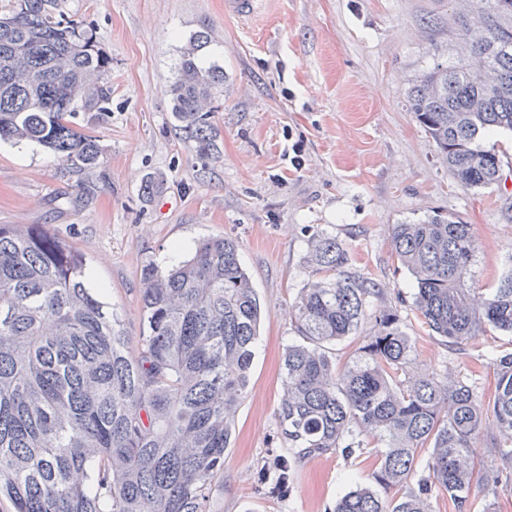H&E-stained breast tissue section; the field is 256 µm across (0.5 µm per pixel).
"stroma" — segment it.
Returning a JSON list of instances; mask_svg holds the SVG:
<instances>
[{
  "label": "stroma",
  "mask_w": 512,
  "mask_h": 512,
  "mask_svg": "<svg viewBox=\"0 0 512 512\" xmlns=\"http://www.w3.org/2000/svg\"><path fill=\"white\" fill-rule=\"evenodd\" d=\"M61 2L94 24L112 60V111L87 127L102 163L79 172L37 143L1 141L0 224H43L78 249L89 287L134 338L144 331L146 267L176 266L211 236L236 239L266 317L212 512H332L352 479L366 480L367 456L309 459L284 497L258 480L282 446L281 355L297 337L290 311L309 278V239L340 241L352 270L391 305L410 287L391 249L392 224L460 217L477 243L472 285L483 293L512 268V135L485 139L502 160L501 182L470 190L407 106L413 82L457 56L455 0H262L245 20L225 15L224 0ZM201 31L210 38L200 64L224 72L210 115L218 151L206 158L169 93L183 47ZM150 176L161 188L148 197L141 185ZM399 315L416 344L414 370L473 378L491 395L485 353L511 352L512 336L490 331L455 350L409 308Z\"/></svg>",
  "instance_id": "stroma-1"
}]
</instances>
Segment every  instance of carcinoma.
Segmentation results:
<instances>
[{"instance_id": "obj_1", "label": "carcinoma", "mask_w": 512, "mask_h": 512, "mask_svg": "<svg viewBox=\"0 0 512 512\" xmlns=\"http://www.w3.org/2000/svg\"><path fill=\"white\" fill-rule=\"evenodd\" d=\"M0 0V138L35 142L82 170L100 165L99 140L82 131L112 111V59L96 31L58 0ZM481 27L459 20L469 53L436 63L408 92L409 110L467 189L502 180L486 134L512 133V14L474 0ZM181 53L170 88L176 119L196 152L217 149L207 110L224 86L198 53ZM392 251L414 288L401 303L433 336L461 347L487 330L512 335V271L485 295L468 286L477 244L450 214L389 226ZM312 280L291 306L298 340L282 356L276 417L286 448L260 468L270 494L287 495L306 460L374 451L369 483L333 512H432V489L457 512L476 481L512 480V352H489L486 399L461 377L412 370L415 343L382 289L349 270L334 237H312ZM147 334L136 343L85 283V260L43 224H0V503L11 512H211L237 412L247 394L263 307L229 237L198 244L180 265L143 270ZM371 322L343 367L334 346ZM498 430L500 466L476 473L484 424ZM427 476L404 490L421 460Z\"/></svg>"}]
</instances>
